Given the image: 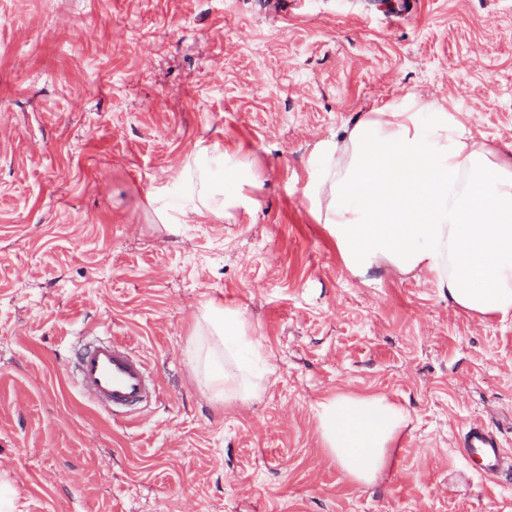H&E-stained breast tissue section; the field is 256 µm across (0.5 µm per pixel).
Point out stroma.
Instances as JSON below:
<instances>
[{
  "label": "stroma",
  "mask_w": 512,
  "mask_h": 512,
  "mask_svg": "<svg viewBox=\"0 0 512 512\" xmlns=\"http://www.w3.org/2000/svg\"><path fill=\"white\" fill-rule=\"evenodd\" d=\"M0 0V496L18 512H512V318L431 277L346 269L302 189L316 145L411 94L512 151V0ZM252 163L248 207L175 224L187 158ZM239 308L273 365L224 403L190 352L205 300ZM108 334L159 402L116 417L68 358ZM379 394L410 424L387 478L349 479L313 415ZM465 459L471 461L482 477L493 478L502 470L504 451L499 442L482 426L473 425L460 445Z\"/></svg>",
  "instance_id": "obj_1"
}]
</instances>
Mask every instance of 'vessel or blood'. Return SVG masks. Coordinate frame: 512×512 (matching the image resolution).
I'll list each match as a JSON object with an SVG mask.
<instances>
[{"label": "vessel or blood", "instance_id": "vessel-or-blood-1", "mask_svg": "<svg viewBox=\"0 0 512 512\" xmlns=\"http://www.w3.org/2000/svg\"><path fill=\"white\" fill-rule=\"evenodd\" d=\"M73 358L79 390L102 408L117 412L160 397L159 383L144 361L119 340H82ZM461 448L476 472L487 478L497 476L505 462L499 442L479 425L469 428Z\"/></svg>", "mask_w": 512, "mask_h": 512}]
</instances>
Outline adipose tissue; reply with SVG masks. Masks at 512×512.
Masks as SVG:
<instances>
[{"instance_id": "obj_1", "label": "adipose tissue", "mask_w": 512, "mask_h": 512, "mask_svg": "<svg viewBox=\"0 0 512 512\" xmlns=\"http://www.w3.org/2000/svg\"><path fill=\"white\" fill-rule=\"evenodd\" d=\"M316 154L321 165L303 195L353 276L382 266L425 272L449 304L472 317L512 314V157L475 141L454 113L414 95L363 114L341 139L319 142ZM246 170L218 149L188 160L181 177L192 196L179 223L221 219L250 204ZM202 317L218 338L205 363L225 360L237 369L225 401L247 400L256 389L251 362L264 353L247 336L243 313L209 300ZM314 417L337 464L365 485L387 475L410 422L386 397L352 393L319 401Z\"/></svg>"}]
</instances>
